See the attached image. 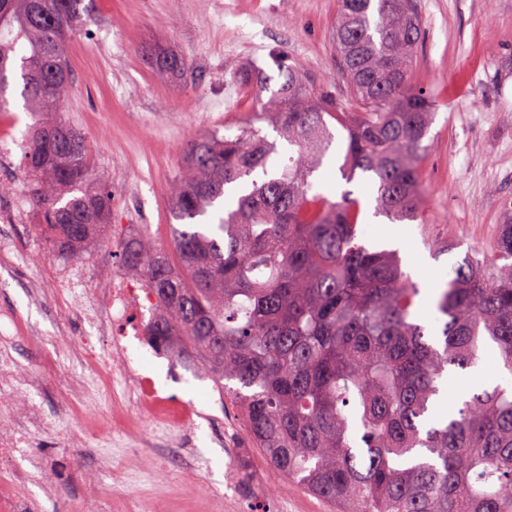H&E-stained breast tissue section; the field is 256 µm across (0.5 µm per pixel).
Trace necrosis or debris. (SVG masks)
Listing matches in <instances>:
<instances>
[{
	"label": "necrosis or debris",
	"mask_w": 512,
	"mask_h": 512,
	"mask_svg": "<svg viewBox=\"0 0 512 512\" xmlns=\"http://www.w3.org/2000/svg\"><path fill=\"white\" fill-rule=\"evenodd\" d=\"M45 264L51 275L38 289V296L52 310L63 303L77 304L84 325L83 335L75 337L67 351L69 359L90 370L103 393L124 385L146 403L155 426L143 440V447L180 450L189 461V471L200 474L207 470L206 461L181 448L179 438L170 431L172 423L189 417V406L161 392L128 353L130 340H137L147 356L165 358L171 368V382H178V369L184 365L185 356L163 352L146 331L133 326L136 319L156 312L150 290L117 270L112 273L111 287H100L87 263L56 249L47 254ZM18 326L16 314L0 313V381L9 380L14 389L29 392L37 389L41 380L19 371L12 335ZM55 385L62 389L63 398L53 416L35 400H27L20 407L10 395L0 394V512H43V498L53 496L61 512L69 508V499L60 496L58 486L48 483L45 476L71 458L75 438L61 433L48 446L39 448L35 437L76 413L84 385L70 379L56 380Z\"/></svg>",
	"instance_id": "4bbe7bcc"
}]
</instances>
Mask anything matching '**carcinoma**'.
<instances>
[{
	"instance_id": "cac0c4a2",
	"label": "carcinoma",
	"mask_w": 512,
	"mask_h": 512,
	"mask_svg": "<svg viewBox=\"0 0 512 512\" xmlns=\"http://www.w3.org/2000/svg\"><path fill=\"white\" fill-rule=\"evenodd\" d=\"M89 13L85 0H0V110L18 70L24 107L40 115L23 155L34 216L74 254L112 219V178L63 115L67 48ZM422 37L416 0H340L331 40L355 112L294 65L279 66L273 91L264 73H236L271 91L256 122L288 154L255 122L193 138L171 249L134 233L117 259L156 299L148 335L204 369L269 464L339 512H512V388L464 396L433 418L448 374L476 367L486 346L512 374V210L492 250L448 268L432 330L399 252L362 239L353 191L332 202L317 187L334 150L342 178L372 188L374 215L424 218L435 101L413 82ZM151 56L161 78L187 68L171 51Z\"/></svg>"
}]
</instances>
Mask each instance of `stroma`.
Segmentation results:
<instances>
[{"label": "stroma", "mask_w": 512, "mask_h": 512, "mask_svg": "<svg viewBox=\"0 0 512 512\" xmlns=\"http://www.w3.org/2000/svg\"><path fill=\"white\" fill-rule=\"evenodd\" d=\"M92 6L85 31L69 45L75 87L64 114L85 134L96 168L112 175L113 223L156 242L170 240V205L185 143L214 129L236 133L257 110L253 91L243 87L235 104L225 106L222 94L234 86V72L259 66L274 76L283 58L314 72L340 102L350 101L331 44L339 0H93ZM417 8L423 40L414 82L438 101L422 164L425 223L393 224L375 216L373 195L347 187L337 168L322 169L321 183L333 201L353 189L366 214L364 237L377 245L397 241L403 265L428 303L448 267L470 247L495 243L503 207L512 202V0H417ZM154 44L182 55L188 70L158 78L146 53ZM8 231L25 264L11 287L0 288V311L18 312L36 331V338H18L16 353L24 369L42 375L47 355L81 335L83 326L77 307L70 306V330L62 332L29 291L46 273L40 258L49 235L33 223L12 224ZM215 390L212 379L187 370L174 387L197 411L184 433L194 453L210 463V492L195 500L180 496L171 512H230L232 498L243 507L262 503L263 512H333L326 500L269 466L229 403L225 435L238 453L225 458L214 437L209 395ZM77 425L89 434L77 453L93 461L97 434L114 430L105 398L88 395ZM129 462L154 469L158 485L118 490L102 470L89 480L98 495L139 500L142 512H152L150 498L160 484H173L185 470L181 460L156 462L143 450Z\"/></svg>", "instance_id": "1"}]
</instances>
